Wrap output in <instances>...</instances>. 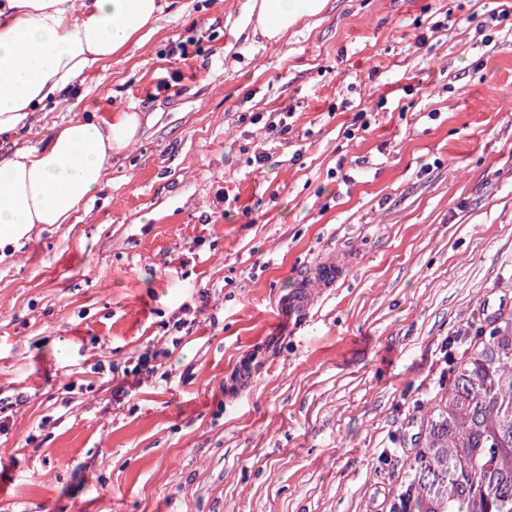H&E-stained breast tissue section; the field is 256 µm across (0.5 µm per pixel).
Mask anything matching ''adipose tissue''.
Wrapping results in <instances>:
<instances>
[{"label": "adipose tissue", "mask_w": 512, "mask_h": 512, "mask_svg": "<svg viewBox=\"0 0 512 512\" xmlns=\"http://www.w3.org/2000/svg\"><path fill=\"white\" fill-rule=\"evenodd\" d=\"M175 0H0V243L37 224H65L98 192L113 157L139 138L140 113L78 117L39 146L20 145L33 113L75 92L82 76L153 32ZM327 0H242L241 14L276 41Z\"/></svg>", "instance_id": "adipose-tissue-1"}]
</instances>
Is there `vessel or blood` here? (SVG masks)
<instances>
[{"mask_svg":"<svg viewBox=\"0 0 512 512\" xmlns=\"http://www.w3.org/2000/svg\"><path fill=\"white\" fill-rule=\"evenodd\" d=\"M345 266L332 259L317 263L299 291L285 298L279 305V321L287 323L290 330L299 329L306 321L319 291L335 287L344 277Z\"/></svg>","mask_w":512,"mask_h":512,"instance_id":"1","label":"vessel or blood"}]
</instances>
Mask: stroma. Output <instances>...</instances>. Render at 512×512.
I'll return each instance as SVG.
<instances>
[{"label": "stroma", "mask_w": 512, "mask_h": 512, "mask_svg": "<svg viewBox=\"0 0 512 512\" xmlns=\"http://www.w3.org/2000/svg\"><path fill=\"white\" fill-rule=\"evenodd\" d=\"M503 9L327 0L272 43L178 0L36 113L28 146L145 121L69 223L0 249V512H391L451 360L512 315ZM325 257L345 280L279 333Z\"/></svg>", "instance_id": "obj_1"}]
</instances>
